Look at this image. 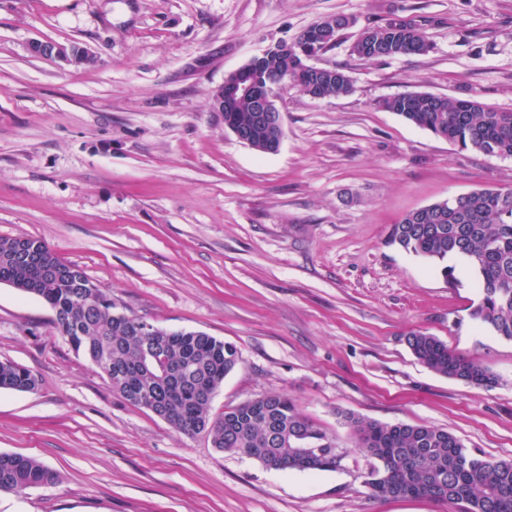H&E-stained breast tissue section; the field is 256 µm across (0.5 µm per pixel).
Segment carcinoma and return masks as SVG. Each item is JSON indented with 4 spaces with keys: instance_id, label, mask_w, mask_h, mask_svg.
<instances>
[{
    "instance_id": "cac0c4a2",
    "label": "carcinoma",
    "mask_w": 512,
    "mask_h": 512,
    "mask_svg": "<svg viewBox=\"0 0 512 512\" xmlns=\"http://www.w3.org/2000/svg\"><path fill=\"white\" fill-rule=\"evenodd\" d=\"M350 25L347 16H327L306 28L296 43L307 42L318 29L320 50L325 51ZM431 48L422 26L390 20L364 30L351 52L370 61L425 55ZM264 69L270 78L286 72L307 90L305 74L283 57L265 59ZM350 90L343 68H327L321 98ZM379 107L462 149L512 157V111L475 98L421 92L385 98ZM228 116L252 127L246 101ZM275 139L253 127V149L265 153ZM389 241L439 262L450 256L465 258L479 288L470 315L494 335L512 340V191L485 188L412 211L393 226ZM0 283L45 301L55 313L57 332L73 350L98 367L128 403L153 411L176 432L193 436L204 431L217 450L244 452L266 468L314 472L340 465L333 439L303 416L286 393L266 394L212 415L214 394L239 362L236 347L201 331L159 327L155 335H143V319L116 311L103 287L61 261L42 241L0 237ZM407 344L434 373L485 388L499 384L498 376L477 360L432 335L411 332ZM37 386L30 369L0 360L1 389L30 392ZM344 419L354 450L368 460L364 487L369 496L429 497L456 505L459 512H512V459L476 454L445 429L382 423L354 413ZM59 479L57 471L33 457L0 453V492L21 496Z\"/></svg>"
}]
</instances>
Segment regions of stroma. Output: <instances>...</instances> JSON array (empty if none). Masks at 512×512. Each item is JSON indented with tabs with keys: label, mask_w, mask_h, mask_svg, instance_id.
<instances>
[{
	"label": "stroma",
	"mask_w": 512,
	"mask_h": 512,
	"mask_svg": "<svg viewBox=\"0 0 512 512\" xmlns=\"http://www.w3.org/2000/svg\"><path fill=\"white\" fill-rule=\"evenodd\" d=\"M336 14L354 24L314 63L342 66L350 93L319 100L289 83L279 150L239 142L212 110L225 76ZM398 17L424 23L429 53L352 54L363 29ZM35 40L100 61L66 66L32 54ZM415 91L512 110V0H0V237L41 239L120 312L235 345L213 413L284 392L344 454L333 471L276 472L178 434L113 391L48 304L0 284V359L39 378L32 392L0 389V452L61 475L0 493V512H453L369 497L347 413L444 428L512 458V341L472 319L466 261L387 243L414 210L511 191L512 158L377 106ZM413 331L499 385L431 372L407 346Z\"/></svg>",
	"instance_id": "35a3bbf8"
}]
</instances>
